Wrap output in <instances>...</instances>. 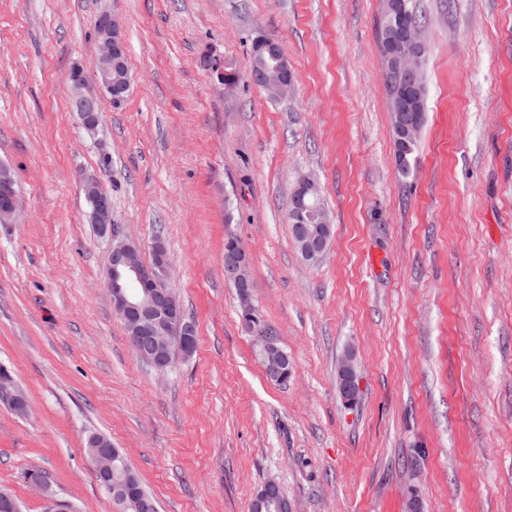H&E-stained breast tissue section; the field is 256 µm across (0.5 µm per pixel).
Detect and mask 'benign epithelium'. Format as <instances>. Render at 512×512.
Masks as SVG:
<instances>
[{
  "mask_svg": "<svg viewBox=\"0 0 512 512\" xmlns=\"http://www.w3.org/2000/svg\"><path fill=\"white\" fill-rule=\"evenodd\" d=\"M389 21L384 29L385 60L389 68L404 73L409 86H414L421 68L422 37L419 26L402 22L400 6L389 3ZM95 39L98 51V69L90 79L74 80L71 88L70 109L82 125L95 129L100 122L103 99L112 105H121L130 90L129 70L126 68L127 42L120 21L108 12L99 14L95 21ZM256 63L250 80L259 88L270 89L274 97L288 94L293 86V75L281 44L274 38L263 37L253 45ZM393 108L401 115V139L418 134L420 127L415 113L419 108L408 102L404 94L394 96ZM82 190L90 206V216L98 232L111 239L108 256L107 280L115 313L126 327L132 349L142 362L158 372L173 363L172 351L183 355L191 352L188 336L192 324L185 319L178 296L169 288L170 265L163 240L152 244L153 259L143 260L139 245L120 235L112 224V202L95 178L82 180ZM318 185L309 178L300 180L295 189L294 207L288 215L289 223L297 227L295 245L303 259L319 262L326 253L331 239V224L327 211L319 204ZM21 207L20 194L8 176V168H0V223L16 219ZM224 277L240 294L241 307L251 326L265 372L281 379L292 374V364L283 349L278 347L266 331L248 317L254 309L251 302L250 262L243 247L231 244L225 250ZM338 390L342 402L351 406L356 402L359 389L358 371L353 354L346 353L337 369ZM5 401L15 407V413L25 416L29 404L21 387L12 380ZM90 455L93 471L101 479L112 478V444L108 441L93 443ZM29 482L41 495L46 512H72L64 500L57 497L49 481L39 472H29ZM280 484L268 480L255 493L251 512H284V499L277 496Z\"/></svg>",
  "mask_w": 512,
  "mask_h": 512,
  "instance_id": "1",
  "label": "benign epithelium"
}]
</instances>
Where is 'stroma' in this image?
<instances>
[{
    "mask_svg": "<svg viewBox=\"0 0 512 512\" xmlns=\"http://www.w3.org/2000/svg\"><path fill=\"white\" fill-rule=\"evenodd\" d=\"M426 121L394 157L378 31L385 0H0V162L22 194L0 224V364L28 416L0 404V486L44 512L41 470L81 512H122L90 434L120 448L160 512H250L279 482L290 512H512V0H421ZM123 23L131 90L87 130L72 67L94 75V23ZM281 40L293 88L249 77ZM239 74L227 88L203 66ZM150 259L197 332L167 372L133 353L106 286L109 240L80 188ZM320 188L330 248L305 262L287 215ZM250 255L255 303L294 374L271 381L224 278ZM353 352L358 400L337 364ZM338 390L342 402L351 406L356 402L359 389L358 371L353 354L347 352L342 358L337 369Z\"/></svg>",
    "mask_w": 512,
    "mask_h": 512,
    "instance_id": "35a3bbf8",
    "label": "stroma"
}]
</instances>
